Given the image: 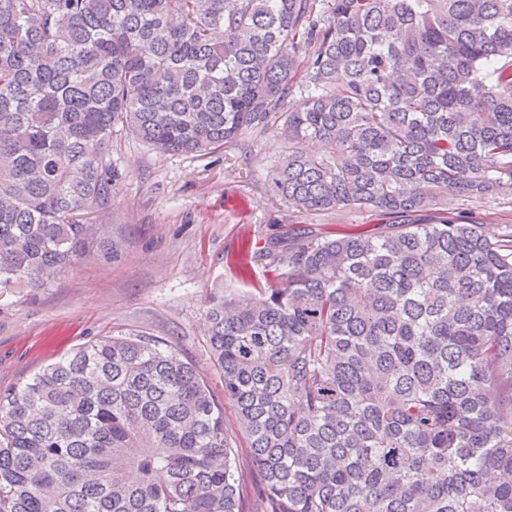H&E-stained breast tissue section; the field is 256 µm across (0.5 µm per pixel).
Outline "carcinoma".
<instances>
[{
  "instance_id": "cac0c4a2",
  "label": "carcinoma",
  "mask_w": 512,
  "mask_h": 512,
  "mask_svg": "<svg viewBox=\"0 0 512 512\" xmlns=\"http://www.w3.org/2000/svg\"><path fill=\"white\" fill-rule=\"evenodd\" d=\"M304 96L300 109L289 97ZM282 120L299 224L268 288L206 306L219 401L112 331L0 393V512H512V225L436 207L512 191V0H0V287L82 263L112 142L233 144ZM237 469L243 495L247 507L251 512H263L266 509L265 503L255 494L254 486L256 480L255 469L250 456L243 451L238 457Z\"/></svg>"
}]
</instances>
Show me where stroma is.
<instances>
[{
  "label": "stroma",
  "instance_id": "obj_1",
  "mask_svg": "<svg viewBox=\"0 0 512 512\" xmlns=\"http://www.w3.org/2000/svg\"><path fill=\"white\" fill-rule=\"evenodd\" d=\"M287 152L274 122L206 155L160 154L130 135L114 141L122 179L99 218L95 257L40 288H0V391L97 336L133 330L170 343L223 397L205 337L207 299L215 288L265 285L260 271L241 275L238 259L295 224L339 237L382 221L354 207L289 211L271 188ZM448 206L476 211L491 231L512 225V192Z\"/></svg>",
  "mask_w": 512,
  "mask_h": 512
}]
</instances>
